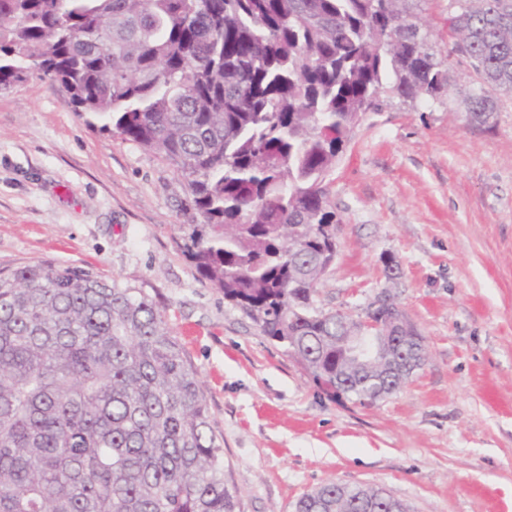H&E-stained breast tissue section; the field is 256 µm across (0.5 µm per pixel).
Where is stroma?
Listing matches in <instances>:
<instances>
[{
    "instance_id": "obj_1",
    "label": "stroma",
    "mask_w": 512,
    "mask_h": 512,
    "mask_svg": "<svg viewBox=\"0 0 512 512\" xmlns=\"http://www.w3.org/2000/svg\"><path fill=\"white\" fill-rule=\"evenodd\" d=\"M418 13L450 55L448 98L363 117L330 176L338 251L314 295L358 320L387 293L422 336L424 365L370 406L329 399L200 277L178 227L201 218L173 166L38 77L0 90V269L82 268L157 303L238 512H293L327 482L383 488L412 512H512V101L469 124L477 76L450 54L448 0Z\"/></svg>"
}]
</instances>
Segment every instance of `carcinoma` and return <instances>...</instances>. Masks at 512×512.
I'll use <instances>...</instances> for the list:
<instances>
[{"label":"carcinoma","instance_id":"carcinoma-1","mask_svg":"<svg viewBox=\"0 0 512 512\" xmlns=\"http://www.w3.org/2000/svg\"><path fill=\"white\" fill-rule=\"evenodd\" d=\"M412 0H0V90L35 75L172 164L200 224L180 247L333 400L405 384L345 354L313 296L336 258L329 176L361 119L445 103L447 58ZM479 82L512 96V0H448ZM197 372L139 288L50 263L0 270V512H236ZM295 512H396L325 483Z\"/></svg>","mask_w":512,"mask_h":512}]
</instances>
